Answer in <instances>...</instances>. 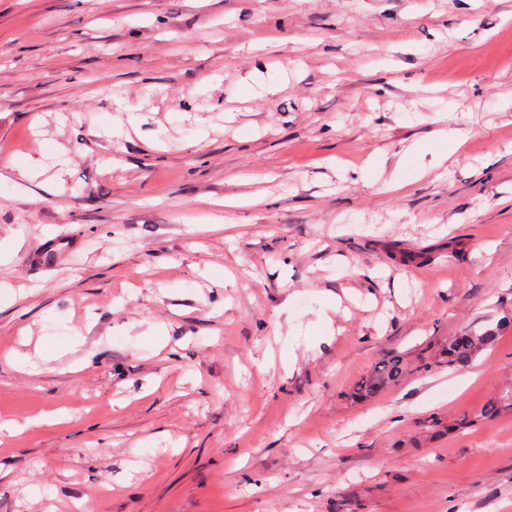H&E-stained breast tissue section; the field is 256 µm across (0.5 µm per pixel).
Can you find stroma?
I'll list each match as a JSON object with an SVG mask.
<instances>
[{
    "label": "stroma",
    "instance_id": "stroma-1",
    "mask_svg": "<svg viewBox=\"0 0 512 512\" xmlns=\"http://www.w3.org/2000/svg\"><path fill=\"white\" fill-rule=\"evenodd\" d=\"M29 157L0 512H512V0H0ZM497 335V327H487L479 333L473 329H466L448 339V344L442 349L438 362L448 366V369H464L472 363L482 349L496 341ZM407 365L401 356H392L378 362L372 374L362 380L357 388L356 395L368 397L389 383L398 382L405 374Z\"/></svg>",
    "mask_w": 512,
    "mask_h": 512
}]
</instances>
